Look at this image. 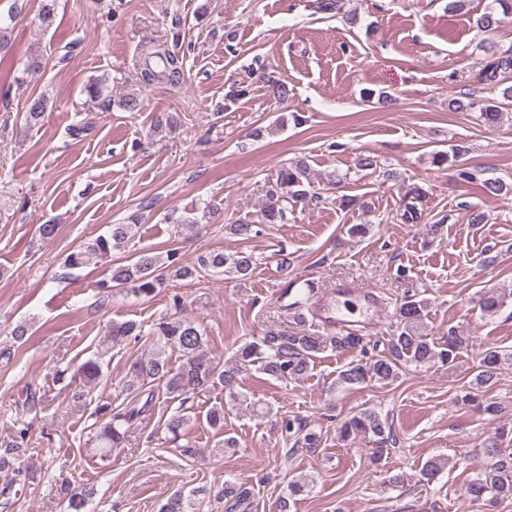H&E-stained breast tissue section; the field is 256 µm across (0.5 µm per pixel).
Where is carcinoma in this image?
I'll return each mask as SVG.
<instances>
[{"mask_svg": "<svg viewBox=\"0 0 512 512\" xmlns=\"http://www.w3.org/2000/svg\"><path fill=\"white\" fill-rule=\"evenodd\" d=\"M29 0H9L7 16L0 15V52H8L10 47L9 26L3 20H13L26 8ZM57 0H39L37 21L42 30H50L56 22ZM512 17V0H494V6L476 19V25L483 31L495 29L503 17ZM491 60L485 65L482 81L495 88H501L500 95L486 99L468 98L463 102L452 99L448 108L470 110L479 113L484 123L495 126L503 120L504 110L512 105V85L504 81L512 76V47L506 50L489 48ZM142 83L151 85L165 81L177 85L184 77V60L165 47H156L147 53L140 71ZM118 106L125 112H139L143 99L138 92H129L118 100ZM48 108V100L39 95L28 99L22 121L31 128L37 126ZM314 195V182L307 163L302 159L287 162L280 166L270 181L261 210V223L242 222L229 225L232 234L244 240L259 234L266 224H282L287 219L288 209L304 202ZM423 193L411 190L403 201L402 217L417 222L416 201ZM218 212V205L211 202L204 205L200 214L180 216L173 219L175 224L193 226L209 221ZM136 224H111L108 230L79 245L71 251L65 265L70 268L96 264L112 256L115 251L124 249L132 240ZM257 259L248 250L224 253L210 251L186 264L178 250L171 248L158 253L151 248L143 249L111 265L109 275L99 282L98 287L107 293L114 290L126 292L137 298H151L167 280H197L204 274L230 273L238 278L252 275ZM315 286L308 283L304 288L286 287L284 297H292L286 304L292 319L298 324L308 320L313 310ZM508 295L495 291L484 292L478 305L487 316H493L505 306ZM428 300L417 295L405 296L395 307L392 333L383 347L369 346L367 337L356 331H347L330 336L288 335L268 331L259 337L252 336L243 342L233 355L220 363L209 356L204 330L194 322L177 316L184 306V297L178 293L171 296L172 312L160 317L153 325L154 351L134 361L123 381L124 400L114 406L102 404L96 411L94 439L100 448L101 456L109 458L112 451L127 445L129 432L140 421L146 419L154 403L163 393L169 399L187 402L193 395L207 392L221 386L224 397L233 407L248 405L247 396L237 390L241 373L249 366H256L268 377L278 381H288L304 375L310 367L315 354L329 346L335 350L359 351V359L348 363L338 374L336 383L354 387L368 382L389 384L395 381L402 368L408 365L425 367L436 361L453 363L462 350L471 346L470 339L455 329L448 330L444 340L436 341L425 333L426 309ZM141 335V327L133 321L114 322L109 326L107 342L120 345L131 337ZM176 351L182 361L176 367L169 364L167 351ZM108 350L104 349L95 357L85 361L79 368L84 386L102 376V364ZM512 360V352L498 347H487L479 353V362L471 389L465 391L462 399L468 401L477 396V392L494 384L501 365ZM208 426L218 432L224 431V406L215 405L205 413ZM190 416L175 414L165 423L169 441L183 457L196 454L186 429ZM282 440L292 443L294 448H316L321 436L311 425V421L299 416H285L280 421ZM346 437L372 435L377 438L378 450H383L392 441V430L387 421L373 411H363L352 416L342 429ZM27 429L18 431L17 439L6 444L0 453V470L10 467L11 460L19 455ZM500 433L488 440L484 446L486 456L493 463L470 483L467 493L471 501L487 506L512 497V453H505ZM225 499L229 512L251 498L246 488L230 486L211 493L205 487H197L189 492L176 491L167 497L159 507V512H204L211 499Z\"/></svg>", "mask_w": 512, "mask_h": 512, "instance_id": "cac0c4a2", "label": "carcinoma"}]
</instances>
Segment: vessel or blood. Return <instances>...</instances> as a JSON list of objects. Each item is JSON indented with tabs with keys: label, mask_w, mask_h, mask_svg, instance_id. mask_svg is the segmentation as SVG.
Segmentation results:
<instances>
[{
	"label": "vessel or blood",
	"mask_w": 512,
	"mask_h": 512,
	"mask_svg": "<svg viewBox=\"0 0 512 512\" xmlns=\"http://www.w3.org/2000/svg\"><path fill=\"white\" fill-rule=\"evenodd\" d=\"M379 309L380 301L373 289L341 284L335 296L319 302L316 318L323 327L342 333L361 321L376 325Z\"/></svg>",
	"instance_id": "obj_1"
}]
</instances>
